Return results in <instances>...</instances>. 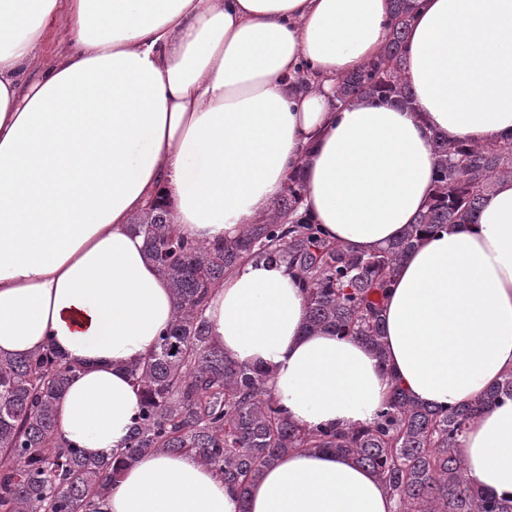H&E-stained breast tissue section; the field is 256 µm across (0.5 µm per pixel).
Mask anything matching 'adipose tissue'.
Wrapping results in <instances>:
<instances>
[{
	"mask_svg": "<svg viewBox=\"0 0 512 512\" xmlns=\"http://www.w3.org/2000/svg\"><path fill=\"white\" fill-rule=\"evenodd\" d=\"M409 28L407 110L336 108L338 77L390 34L389 0H0V355L53 347L81 371L57 405L91 457L121 447L140 406L127 365L172 321L171 290L132 224L164 196L196 244L266 217L289 173L325 236L363 252L400 237L433 189V134L512 138V0H421ZM54 65L28 74L56 27ZM309 86L292 83L301 64ZM205 315L225 354L273 372L275 397L312 428L374 421L392 383L426 405L470 400L512 370V179L471 224L425 237L383 303L385 360L304 327L280 263L249 261ZM470 477L512 497V401L461 441ZM94 512H392L352 458L296 450L228 490L188 456L127 467Z\"/></svg>",
	"mask_w": 512,
	"mask_h": 512,
	"instance_id": "adipose-tissue-1",
	"label": "adipose tissue"
}]
</instances>
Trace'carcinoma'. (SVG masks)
Here are the masks:
<instances>
[{
  "label": "carcinoma",
  "mask_w": 512,
  "mask_h": 512,
  "mask_svg": "<svg viewBox=\"0 0 512 512\" xmlns=\"http://www.w3.org/2000/svg\"><path fill=\"white\" fill-rule=\"evenodd\" d=\"M390 4L388 40L374 59L337 78L336 107L372 98L412 107L404 72L413 0ZM431 143L436 173L428 205L401 237L368 253L327 240L300 213L304 182L297 171L268 216L234 239L200 246L181 238L163 198L137 215L145 256L170 285L174 319L146 357L126 366L141 393L132 431L111 459L85 456L60 436L56 420L57 403L81 366L51 348L1 357L0 512H85L149 452L191 456L244 495L280 457L306 448L349 456L371 471L394 512H512V497L474 483L460 450L486 409L512 401V370L448 408L424 405L395 383L372 423L308 429L275 398L271 370L226 356L205 316L213 289L237 266L279 262L304 288L307 331L352 338L386 362L382 307L403 257L425 236L471 222L496 180L512 176V139L471 143L436 134Z\"/></svg>",
  "instance_id": "obj_1"
}]
</instances>
